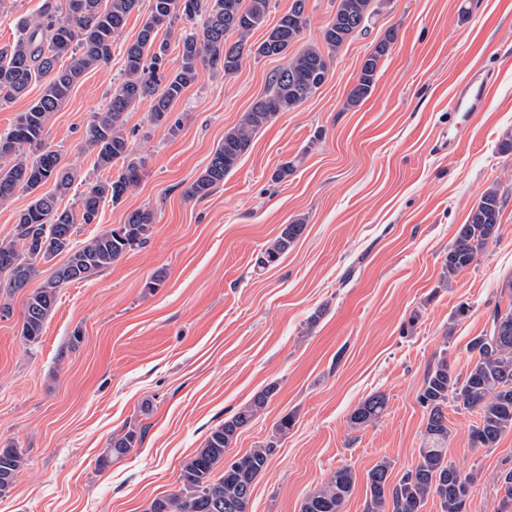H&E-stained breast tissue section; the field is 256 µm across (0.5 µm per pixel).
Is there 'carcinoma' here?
I'll list each match as a JSON object with an SVG mask.
<instances>
[{"mask_svg":"<svg viewBox=\"0 0 512 512\" xmlns=\"http://www.w3.org/2000/svg\"><path fill=\"white\" fill-rule=\"evenodd\" d=\"M141 0H44L36 17L20 26L13 45L0 47V97L13 99L30 83H44L41 97L16 116L11 130L0 135V202L22 188L32 195L29 205L17 217L14 240L0 244V276H7L0 289L11 292L25 288L38 273V263L66 254L53 277L27 297L21 312V336L37 342L53 311L58 289L88 280L118 261L128 250L143 245L153 225L148 210L131 212L125 224L104 231L80 246H73L78 224H94L105 199L121 201L141 181L142 163L133 157L123 116L144 99H151V121L169 124L171 133L179 122L168 123L172 107L197 78L200 64H208L232 75L250 56L284 55L299 41L308 26L307 0H292L287 12L266 32L259 44L250 35L264 27L270 14V0H151L150 14L137 39L126 48V76L112 90L101 112L95 113L87 130L83 149L94 155V166L115 175L100 179L86 190L79 207L60 208L77 174L61 165L57 151L47 148L45 123L68 97L75 82L89 69L105 65L112 44L128 16ZM205 14L201 26L180 32L179 22ZM374 14L373 0H338L336 13L322 28L320 44H312L290 58L288 65L269 78V91L243 113L238 124L224 132L197 178L184 190L188 199H204L248 152L257 131L278 113L288 112L310 98L328 76L333 56L355 34L366 30ZM176 36L181 51L179 70L166 74L168 43L159 40L160 31ZM237 40H231V36ZM395 39L388 31L364 59L347 103L355 107L367 99L374 87L381 59ZM67 56L66 67H56ZM53 181L55 190L40 194L38 189ZM501 202L489 188L460 226L448 248L444 266L454 276L469 268L499 224ZM304 220L282 226L257 259L260 268L271 266L288 252L301 232ZM467 349L474 353L465 374H455L448 365V350L428 368L418 392V402L428 412L417 462L396 483L389 480L390 464L379 461L368 473L369 498L365 512H421L429 497L438 499L441 512H468L474 478L462 475L448 461L447 408L475 411L479 422L471 429L472 443L494 448L501 437L512 432V307L494 308L486 331L474 337ZM272 389L257 394L229 420L213 428L202 448L183 466L178 491L152 501L147 512H248L253 482L275 453L270 442L253 448L230 463L227 449L239 429L249 425L266 407ZM387 410V398L376 393L362 401L350 415L356 427L378 421ZM142 431L131 428L112 438V454L120 457L141 440ZM24 465L23 453L11 445L0 448V496L7 494ZM352 471L337 470L324 484L305 497L301 512H341L352 493Z\"/></svg>","mask_w":512,"mask_h":512,"instance_id":"1","label":"carcinoma"}]
</instances>
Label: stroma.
<instances>
[{
	"mask_svg": "<svg viewBox=\"0 0 512 512\" xmlns=\"http://www.w3.org/2000/svg\"><path fill=\"white\" fill-rule=\"evenodd\" d=\"M365 32L348 40L325 83L260 129L223 184L185 199L225 131L264 95L287 56L245 58L231 76L199 67L172 107L177 134L153 125L150 103L124 114L143 176L120 203L104 202L77 242L146 209V244L95 277L60 288L41 339L26 343V291L1 294L0 446L25 465L0 512H147L178 490L183 464L211 428L260 392L265 409L228 456L276 441L254 482L248 512H300L305 496L343 467L354 488L341 512H363L380 459L398 481L416 463L427 413L417 401L440 353L454 373L512 274V0H375ZM150 12L141 0L112 46L46 121L45 142L78 177L61 205L76 207L102 178L82 144L92 116L125 77V49ZM397 39L372 94L346 104L364 57L388 30ZM486 104L466 120L449 108L468 82ZM296 161L292 175L273 172ZM501 201L496 238L468 269L443 272L448 249L482 192ZM305 228L272 267L256 260L283 225ZM160 278L155 290L147 282ZM467 307L458 315L459 307ZM388 408L366 427L354 408L375 393ZM286 415L295 423L278 435ZM477 415L448 413V458L476 476L469 512H501L512 433L473 447ZM142 440L122 457L113 438L130 425Z\"/></svg>",
	"mask_w": 512,
	"mask_h": 512,
	"instance_id": "obj_1",
	"label": "stroma"
}]
</instances>
